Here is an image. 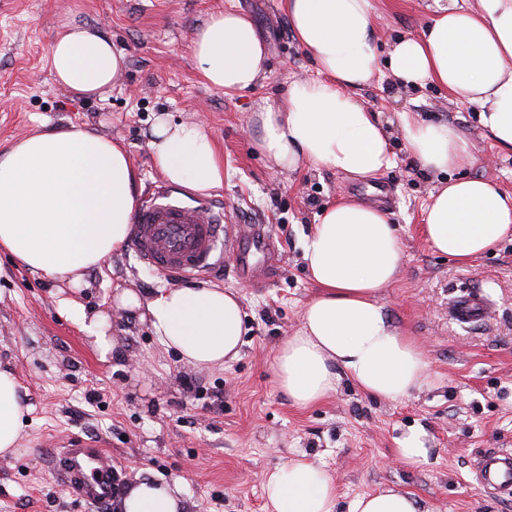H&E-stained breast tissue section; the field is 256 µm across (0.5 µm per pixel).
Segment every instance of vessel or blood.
<instances>
[{
  "label": "vessel or blood",
  "instance_id": "vessel-or-blood-1",
  "mask_svg": "<svg viewBox=\"0 0 512 512\" xmlns=\"http://www.w3.org/2000/svg\"><path fill=\"white\" fill-rule=\"evenodd\" d=\"M225 236L224 212L210 202L190 204L164 186L148 192L134 224L132 248L141 262L165 275L184 277L222 265ZM238 269L249 274L268 262L272 243L258 225L241 227ZM487 301L477 293L459 298L452 306L463 322L482 319ZM69 488L81 499L107 504L115 497L119 474L103 459L101 449L71 440L60 459ZM476 480L486 489L512 487V453L488 452L476 463Z\"/></svg>",
  "mask_w": 512,
  "mask_h": 512
}]
</instances>
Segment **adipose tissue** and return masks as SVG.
<instances>
[{
  "instance_id": "ef3b65f1",
  "label": "adipose tissue",
  "mask_w": 512,
  "mask_h": 512,
  "mask_svg": "<svg viewBox=\"0 0 512 512\" xmlns=\"http://www.w3.org/2000/svg\"><path fill=\"white\" fill-rule=\"evenodd\" d=\"M292 29L318 65V76L289 84L257 114V151L274 166L304 164L367 177L391 168L380 121L352 93L379 70L371 0H286ZM193 52L209 85L227 91L256 86L266 52L252 23L224 10L199 31ZM50 69L80 95L109 86L122 64L109 40L76 27L49 48ZM388 67L404 85L432 82L479 110L498 149L512 151V0H437L433 17L401 39ZM407 149L422 168L456 172L433 194L423 231L439 253L468 263L512 232V194L482 178L463 177L475 162L469 143L448 125L402 113ZM153 162L171 184L197 194L224 185V159L200 125L158 117L151 130ZM138 170L118 141L77 126L27 136L0 152V252L80 289L85 272L101 266L130 239L138 204ZM316 294L299 329L273 356V382L297 406L335 392L340 375L366 394L398 401L428 384L422 347L386 317L380 295L397 278L402 250L382 209L344 196L326 208L303 243ZM115 309L149 321L159 343L194 368L237 360L244 344L238 292L218 286L172 288L153 299L124 288ZM59 307L86 331L100 356L115 342L109 317L74 299ZM27 412L15 376L0 370V457L13 454ZM269 512H335L328 473L291 459L267 474ZM123 512H183L178 489L142 481L129 488Z\"/></svg>"
}]
</instances>
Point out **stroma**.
<instances>
[{"label": "stroma", "instance_id": "1", "mask_svg": "<svg viewBox=\"0 0 512 512\" xmlns=\"http://www.w3.org/2000/svg\"><path fill=\"white\" fill-rule=\"evenodd\" d=\"M380 60L398 39L419 34L433 0H372ZM235 7L267 50V72L251 90L206 84L193 42L209 17ZM73 27L111 40L123 62L111 86L90 96L56 82L50 45ZM293 32L284 0H0V150L51 128L78 125L120 141L138 169V191L162 183L148 147L156 117L203 126L224 155L227 239L239 224L262 225L273 243L267 273L241 278L232 250L222 270L177 280L149 269L132 248L88 271L77 294L109 312L116 347L100 359L78 325L59 310L66 284L0 254V368L14 373L28 411L15 453L0 459V512H122L120 499L91 504L74 495L57 467L68 440L100 442L121 476L120 491L155 480L178 487L184 512H266L263 482L281 462L302 457L326 470L337 512L360 495L410 493L418 512H512V490L487 493L473 464L483 452L512 448V234L461 264L426 241L424 211L441 173L421 169L406 148L400 115L444 123L467 140V173L512 193V152L498 149L474 106L428 83L404 87L389 68L356 96L383 124L393 166L354 177L306 166L271 167L251 145L259 103L316 77ZM377 204L398 229L403 262L381 301L422 345L434 378L408 398H372L341 378L322 402L296 406L272 382L273 348L300 326L315 294L302 241L340 196ZM216 285L241 293L245 344L222 368L195 369L163 348L149 322L112 308L118 288L146 298L173 287ZM490 301L474 324L450 319L460 296ZM419 434L428 456L411 466L400 441Z\"/></svg>", "mask_w": 512, "mask_h": 512}]
</instances>
